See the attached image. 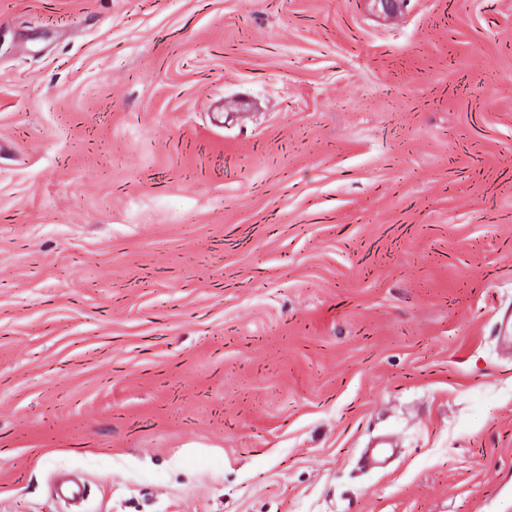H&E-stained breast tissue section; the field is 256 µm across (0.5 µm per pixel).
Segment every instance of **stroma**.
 I'll list each match as a JSON object with an SVG mask.
<instances>
[{"label": "stroma", "instance_id": "stroma-1", "mask_svg": "<svg viewBox=\"0 0 512 512\" xmlns=\"http://www.w3.org/2000/svg\"><path fill=\"white\" fill-rule=\"evenodd\" d=\"M512 0H0V512H512Z\"/></svg>", "mask_w": 512, "mask_h": 512}]
</instances>
